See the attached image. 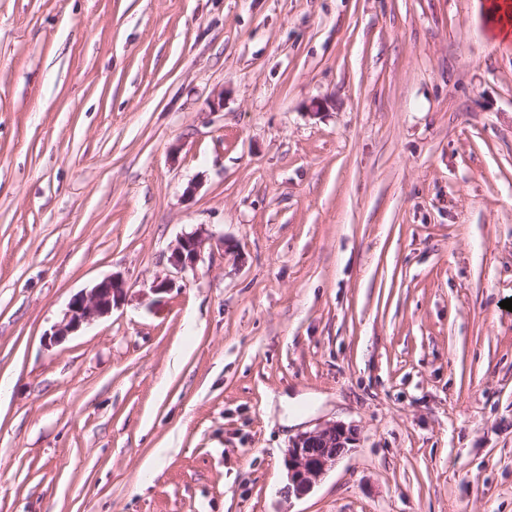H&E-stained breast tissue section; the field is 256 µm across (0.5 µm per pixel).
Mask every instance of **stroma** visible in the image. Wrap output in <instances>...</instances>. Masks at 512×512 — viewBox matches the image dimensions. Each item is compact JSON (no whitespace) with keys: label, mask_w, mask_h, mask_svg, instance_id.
Segmentation results:
<instances>
[{"label":"stroma","mask_w":512,"mask_h":512,"mask_svg":"<svg viewBox=\"0 0 512 512\" xmlns=\"http://www.w3.org/2000/svg\"><path fill=\"white\" fill-rule=\"evenodd\" d=\"M493 2L0 0V512H512ZM206 238L202 233L188 234L179 239L169 257L170 263L180 271L194 269L202 260ZM124 288V281L112 276L98 282L89 291L76 294L68 305L64 323L53 336L62 339L83 324L110 313L122 300ZM356 430L341 423L327 424L296 436L288 448V494L303 495L345 455L356 441Z\"/></svg>","instance_id":"obj_1"}]
</instances>
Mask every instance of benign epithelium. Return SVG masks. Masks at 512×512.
Masks as SVG:
<instances>
[{"label": "benign epithelium", "mask_w": 512, "mask_h": 512, "mask_svg": "<svg viewBox=\"0 0 512 512\" xmlns=\"http://www.w3.org/2000/svg\"><path fill=\"white\" fill-rule=\"evenodd\" d=\"M206 238L201 233L179 239L169 257L180 271L193 269L202 260ZM125 282L115 276L105 278L88 291L76 294L68 305L64 323L56 329L61 339L117 306L124 295ZM356 441V430L341 423L327 424L296 436L288 448V492H308L345 455Z\"/></svg>", "instance_id": "7a95c632"}]
</instances>
